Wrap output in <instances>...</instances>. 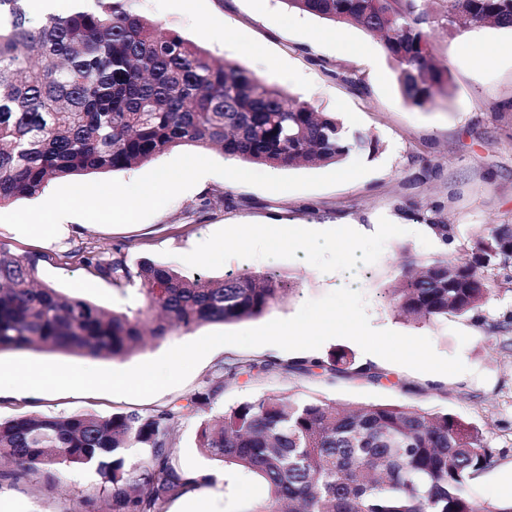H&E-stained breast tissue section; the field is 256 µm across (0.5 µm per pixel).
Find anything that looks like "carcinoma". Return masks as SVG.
Wrapping results in <instances>:
<instances>
[{
	"label": "carcinoma",
	"mask_w": 512,
	"mask_h": 512,
	"mask_svg": "<svg viewBox=\"0 0 512 512\" xmlns=\"http://www.w3.org/2000/svg\"><path fill=\"white\" fill-rule=\"evenodd\" d=\"M28 2L0 0V205L34 196L53 180L140 167L180 145L270 167L339 163L356 150H375L373 139L348 134L335 115L236 64L215 62L176 32H158L139 0H84L68 13L45 12L36 28ZM283 2L381 34L406 104L425 108L448 94V68L434 59L430 17L419 0ZM441 2L438 21L447 28H512V0ZM429 228L445 245L456 238L442 221ZM65 257L112 281L138 306L107 310L41 284L40 257L19 256L0 242V352L123 358L142 346L148 319L150 335L163 340L174 328L260 317L294 290L274 271L215 279L149 259L131 266L118 247L110 259L79 250ZM488 270H512L511 224L486 228L468 258L445 253L404 265L384 298L415 322L467 316L493 292ZM317 370L384 378L345 350L315 360L236 359L185 406L109 416L19 413L0 419V453L13 464L0 479L42 474L51 483L66 468H90L112 512H165L169 501L215 481L211 474L190 478L172 457L173 428L186 409L215 402L224 384L244 375ZM197 438L204 457L263 485L265 497L242 512H512V503L481 504L467 493L493 453L480 428L448 412L267 395L225 410L217 425L201 424ZM131 448L145 455L132 461Z\"/></svg>",
	"instance_id": "obj_1"
}]
</instances>
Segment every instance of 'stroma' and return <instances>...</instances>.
<instances>
[{
  "label": "stroma",
  "mask_w": 512,
  "mask_h": 512,
  "mask_svg": "<svg viewBox=\"0 0 512 512\" xmlns=\"http://www.w3.org/2000/svg\"><path fill=\"white\" fill-rule=\"evenodd\" d=\"M140 9L161 30L198 43L215 59L239 64L320 110L335 113L346 130L375 139V150L350 154L337 164L265 166L260 177L231 185L225 171L232 162L223 153L178 146L143 166L83 175L79 181L91 188L107 184L128 192L134 185L147 183L156 170L178 166L184 157L201 152L206 168L200 184L157 193L150 206L123 220L116 217L123 207L118 198L93 214L75 213L78 231L50 246L21 237L17 226L23 215L44 211L54 199L67 196L70 181L56 180L38 196L0 206V242L8 243L17 254L40 256L39 278L44 284L112 310L124 306V297L110 282L68 259V252L119 247L132 263L145 258L168 263L184 273L198 271L221 278L229 272L262 273L268 269L257 248L239 251L230 246L223 260L195 265L185 262L186 251L198 238L223 239L228 224L387 225L386 233L368 237L363 243L365 262L355 282L365 298L371 326L429 337L438 355L461 356L466 373L433 381L426 373L382 360L377 367L385 378L377 383L296 373L243 376L225 385L211 406L189 409L175 428L171 452L183 467L215 475L212 487L202 492L211 502V512H244L261 496L262 488L258 481L245 478L225 485L223 465L207 460L197 447L201 423L268 394L350 406L404 403L450 412L479 427L494 462L470 482L468 491L481 503L512 501V493L504 492L502 484L512 475V282L489 272L495 293L478 312L451 315L429 324L398 316L384 298L401 262H420L443 253L452 258L464 256L486 226L512 224V29L493 25L478 30L436 29L434 54L450 72L449 94L435 107L419 109L404 103L395 80V64L380 38L358 26L333 27L329 21L288 9L284 0H193L188 11L178 0H140ZM226 29L247 32L261 46V54L226 45L220 37ZM337 64L355 69L361 88L331 76L330 70ZM285 71L294 74V81L282 79ZM223 192L230 195V203L201 210L202 198ZM435 203L443 206L439 220L454 225L457 231L451 245L438 243L420 216ZM275 268L289 277L296 289L261 317L220 327L207 323L188 332L176 330L125 358L34 350L25 351L24 356L128 369L219 329L239 331L291 318L307 300L339 289L344 275L343 258L337 252L314 263L299 261L287 249ZM275 354L267 345H223L212 350L182 384L147 398L44 392L28 398H0V418L22 412L108 416L182 404L201 390L225 361L266 359ZM276 355L283 360L293 357L285 350ZM98 482L91 470L65 472L52 485L33 474L1 481L0 494L13 502L15 512H83L82 499Z\"/></svg>",
  "instance_id": "1"
}]
</instances>
